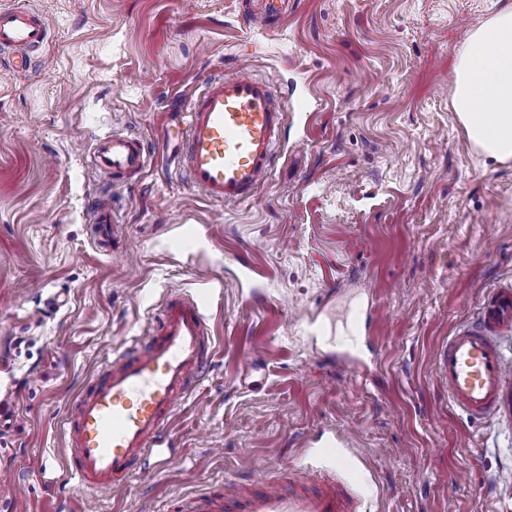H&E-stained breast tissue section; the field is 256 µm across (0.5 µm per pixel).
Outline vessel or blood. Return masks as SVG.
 <instances>
[{
    "label": "vessel or blood",
    "instance_id": "obj_1",
    "mask_svg": "<svg viewBox=\"0 0 512 512\" xmlns=\"http://www.w3.org/2000/svg\"><path fill=\"white\" fill-rule=\"evenodd\" d=\"M51 27L39 11L0 7V55L15 71L30 67L49 42ZM286 101L255 76H211L186 112L183 166L191 186L209 200L234 205L253 197L272 174L285 128ZM97 168L116 184L134 185L147 158L144 141L111 132L95 143ZM116 227L111 203L97 213L96 242L112 251ZM195 224L180 225L167 240L170 256L194 255ZM208 292L168 295L145 343L122 352L78 395L66 412L65 469L77 486L122 490L147 465L172 456L171 428L190 383L214 360ZM512 328V290L488 296L475 322L455 331L437 353L436 373L450 405L480 420L512 401V372L496 334ZM324 469L289 471L250 485L225 481L222 491L195 497L183 512H359L363 473L335 432L319 430L310 442Z\"/></svg>",
    "mask_w": 512,
    "mask_h": 512
}]
</instances>
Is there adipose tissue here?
Returning <instances> with one entry per match:
<instances>
[{
	"label": "adipose tissue",
	"mask_w": 512,
	"mask_h": 512,
	"mask_svg": "<svg viewBox=\"0 0 512 512\" xmlns=\"http://www.w3.org/2000/svg\"><path fill=\"white\" fill-rule=\"evenodd\" d=\"M452 106L478 154L512 160V6L484 20L459 47Z\"/></svg>",
	"instance_id": "obj_1"
}]
</instances>
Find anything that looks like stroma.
I'll return each instance as SVG.
<instances>
[{
    "mask_svg": "<svg viewBox=\"0 0 512 512\" xmlns=\"http://www.w3.org/2000/svg\"><path fill=\"white\" fill-rule=\"evenodd\" d=\"M52 26L0 62V512H91L64 472L72 399L143 339L169 293L212 292L215 358L172 425L177 451L92 512L315 463L335 430L362 512H512V408L455 411L438 345L512 289V161L483 163L451 107L455 53L506 0H23ZM247 72L289 101L268 183L227 207L178 164L200 76ZM149 145L129 188L99 135ZM111 199V254L90 228ZM208 238L168 258L179 224ZM368 315L350 350V310Z\"/></svg>",
    "mask_w": 512,
    "mask_h": 512,
    "instance_id": "1",
    "label": "stroma"
}]
</instances>
